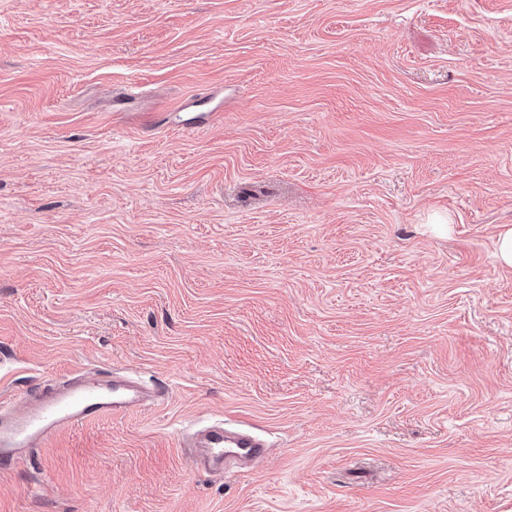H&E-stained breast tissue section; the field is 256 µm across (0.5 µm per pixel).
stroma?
I'll return each instance as SVG.
<instances>
[{"mask_svg": "<svg viewBox=\"0 0 512 512\" xmlns=\"http://www.w3.org/2000/svg\"><path fill=\"white\" fill-rule=\"evenodd\" d=\"M504 224L512 0H0V393L166 392L0 512H512ZM202 436L206 457L200 460V465L211 473L223 474L224 462L228 459L248 461L252 465L266 455L264 444L258 437L226 430L222 424L209 427Z\"/></svg>", "mask_w": 512, "mask_h": 512, "instance_id": "35a3bbf8", "label": "stroma"}]
</instances>
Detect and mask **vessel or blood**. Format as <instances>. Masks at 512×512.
Listing matches in <instances>:
<instances>
[{
  "label": "vessel or blood",
  "instance_id": "1",
  "mask_svg": "<svg viewBox=\"0 0 512 512\" xmlns=\"http://www.w3.org/2000/svg\"><path fill=\"white\" fill-rule=\"evenodd\" d=\"M150 398L126 376L90 373L42 382L20 399L0 397V470L16 466L29 449L45 446L79 423L143 406ZM203 437L206 456L201 465L215 474L223 473L227 460L254 463L266 454L258 437L220 425L206 429Z\"/></svg>",
  "mask_w": 512,
  "mask_h": 512
}]
</instances>
